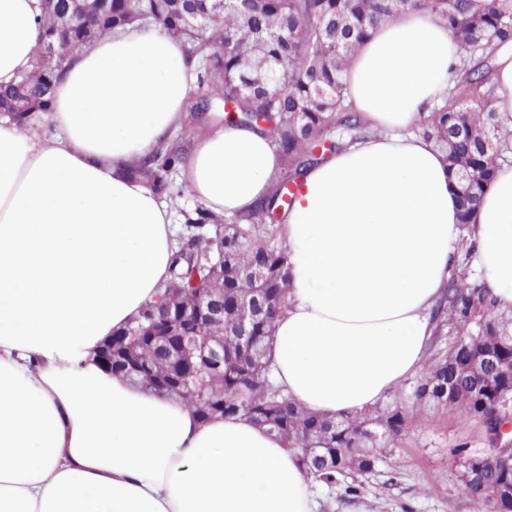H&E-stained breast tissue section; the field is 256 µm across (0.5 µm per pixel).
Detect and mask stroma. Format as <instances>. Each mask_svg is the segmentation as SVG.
I'll use <instances>...</instances> for the list:
<instances>
[{"mask_svg":"<svg viewBox=\"0 0 512 512\" xmlns=\"http://www.w3.org/2000/svg\"><path fill=\"white\" fill-rule=\"evenodd\" d=\"M417 377H409L386 395L378 411L402 407L410 423L395 441L381 451V460L368 473L355 475L357 498L347 497L343 486L321 492L320 512H349L353 502L369 512H476L461 481L456 449L486 447L482 426L447 409L414 400Z\"/></svg>","mask_w":512,"mask_h":512,"instance_id":"35a3bbf8","label":"stroma"}]
</instances>
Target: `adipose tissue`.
<instances>
[{
    "mask_svg": "<svg viewBox=\"0 0 512 512\" xmlns=\"http://www.w3.org/2000/svg\"><path fill=\"white\" fill-rule=\"evenodd\" d=\"M40 14L0 0V85L31 69ZM460 57L433 14L380 24L345 73L372 134L309 168L279 226L289 292L271 372L310 412L363 414L423 367L460 226L444 156L415 127ZM195 70L180 40L133 25L65 70L55 136L0 119V512H319L281 440L240 415L202 421L94 355L168 278L173 212L132 171L181 124ZM281 167L267 132L223 125L197 137L182 179L231 215L266 200ZM472 227L476 272L512 309V164Z\"/></svg>",
    "mask_w": 512,
    "mask_h": 512,
    "instance_id": "obj_1",
    "label": "adipose tissue"
}]
</instances>
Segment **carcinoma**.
<instances>
[{
    "label": "carcinoma",
    "mask_w": 512,
    "mask_h": 512,
    "mask_svg": "<svg viewBox=\"0 0 512 512\" xmlns=\"http://www.w3.org/2000/svg\"><path fill=\"white\" fill-rule=\"evenodd\" d=\"M413 7L441 18L462 50L457 83L444 103L422 118L418 132L445 154L461 206V227L490 186L500 163L508 160L512 131L493 107V61L512 44V0H43L41 39L32 69L15 84L0 86V115L24 129L49 111L56 82L78 54L96 41L131 24L156 25L182 39L197 59L203 91L190 106L200 112L215 101L232 106L238 118L227 123L254 127L262 116L287 170L274 193L254 211L220 216L199 205L185 214L194 228L224 227V237L197 234L171 256L169 279L158 300L147 303L126 326L112 334L116 351L129 348L137 334L160 329L163 303L172 317L203 342L219 328L197 325L178 306L192 283H205L212 266L224 271L211 278L224 289V371L212 387L159 388L167 356L149 358L151 380L126 372L141 389L186 402L203 421L242 415L267 429L296 453L302 469L329 485L353 472H370L377 463L373 448H385L407 427L405 412L394 408L378 415L324 417L297 406L269 379L275 322L288 301V267L272 228L285 201L287 186L300 184L304 172L369 135L358 113L345 104L343 75L358 46L379 24ZM52 40L57 49L50 51ZM185 163L180 151L160 145L134 172L159 194L174 201L170 175ZM475 243L457 255L443 297L434 309L435 332L448 330L454 342L444 360L430 366L416 389L418 402L434 403L484 429L489 451L458 445L462 478L482 512H512V470L494 465L495 428L505 405H512V342L506 338L507 313L487 286L469 275ZM263 298L249 327L250 340L234 336L235 303ZM497 367L479 369L485 358Z\"/></svg>",
    "instance_id": "1"
}]
</instances>
